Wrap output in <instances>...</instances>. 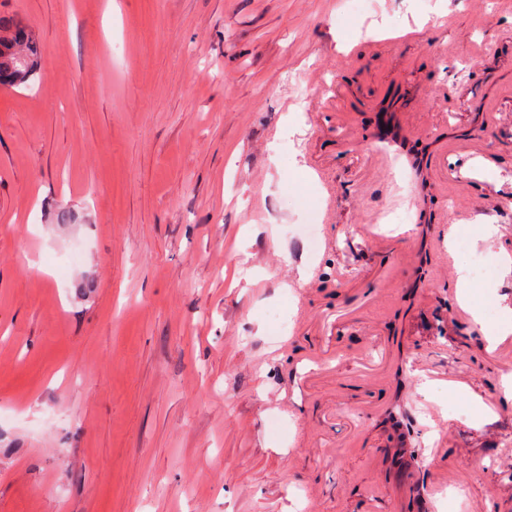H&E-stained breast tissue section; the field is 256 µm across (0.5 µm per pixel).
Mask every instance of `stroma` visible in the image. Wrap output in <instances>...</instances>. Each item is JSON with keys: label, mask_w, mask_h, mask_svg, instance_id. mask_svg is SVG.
Returning <instances> with one entry per match:
<instances>
[{"label": "stroma", "mask_w": 512, "mask_h": 512, "mask_svg": "<svg viewBox=\"0 0 512 512\" xmlns=\"http://www.w3.org/2000/svg\"><path fill=\"white\" fill-rule=\"evenodd\" d=\"M1 14L0 512H512V6ZM1 27L10 29L12 38L7 42L0 39V86L13 87L26 82L32 72L29 63L13 51L15 45L27 41V31L23 26L7 23L0 16ZM448 231V250L453 258V271H454V283L456 288V297L460 302L469 303V270L468 267L463 263L459 262L455 258V251L453 244L455 241L457 226L456 224H450Z\"/></svg>", "instance_id": "35a3bbf8"}]
</instances>
